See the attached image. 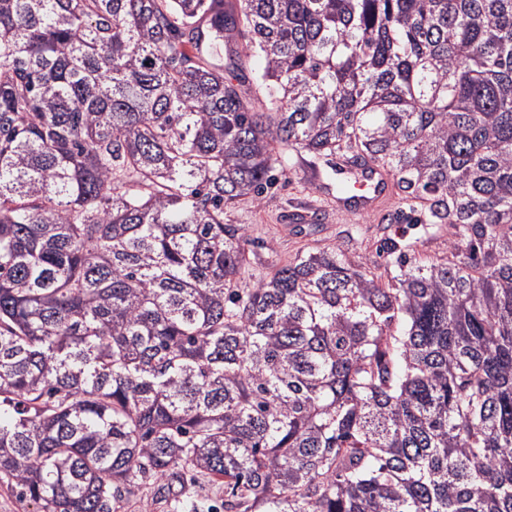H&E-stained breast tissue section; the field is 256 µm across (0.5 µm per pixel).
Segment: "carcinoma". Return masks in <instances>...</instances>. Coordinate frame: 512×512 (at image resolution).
I'll list each match as a JSON object with an SVG mask.
<instances>
[{"label": "carcinoma", "instance_id": "1", "mask_svg": "<svg viewBox=\"0 0 512 512\" xmlns=\"http://www.w3.org/2000/svg\"><path fill=\"white\" fill-rule=\"evenodd\" d=\"M256 63L254 75L243 61ZM305 153L448 253L244 224ZM224 512H512V0H0V475ZM355 187L360 191L352 197L341 199L349 201V205L364 211L370 209L385 191L384 173L375 167L358 171ZM188 484L184 503L195 502L200 512L220 511L221 502L224 501V485L219 486L204 476H187ZM211 508H213L211 510Z\"/></svg>", "mask_w": 512, "mask_h": 512}]
</instances>
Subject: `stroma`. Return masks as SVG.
<instances>
[{"label": "stroma", "mask_w": 512, "mask_h": 512, "mask_svg": "<svg viewBox=\"0 0 512 512\" xmlns=\"http://www.w3.org/2000/svg\"><path fill=\"white\" fill-rule=\"evenodd\" d=\"M336 183L297 161L287 178L277 181L261 205L243 203L228 210L232 223L246 225L254 243L251 271L268 273L301 250L339 247L352 265L383 262L385 243L413 244L416 255L436 257L448 250V231H426L422 225L395 221L397 197L386 198L375 211L357 214L336 201ZM317 216V223L298 222V215Z\"/></svg>", "instance_id": "35a3bbf8"}]
</instances>
